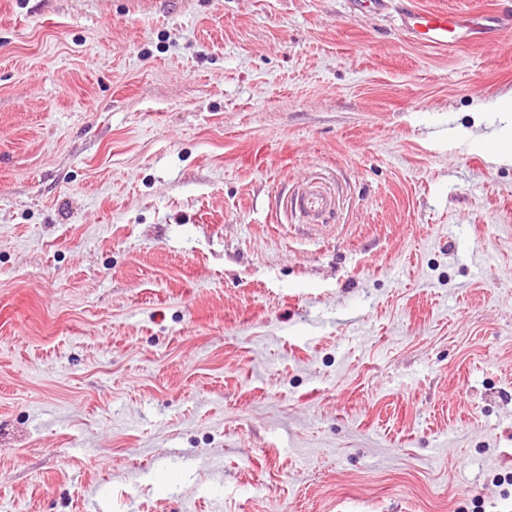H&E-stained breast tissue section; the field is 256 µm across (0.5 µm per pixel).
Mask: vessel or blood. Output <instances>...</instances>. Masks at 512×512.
I'll list each match as a JSON object with an SVG mask.
<instances>
[{
  "label": "vessel or blood",
  "mask_w": 512,
  "mask_h": 512,
  "mask_svg": "<svg viewBox=\"0 0 512 512\" xmlns=\"http://www.w3.org/2000/svg\"><path fill=\"white\" fill-rule=\"evenodd\" d=\"M492 20V15L483 12L454 16L443 10L411 8L399 14L401 29L435 50H448L479 39Z\"/></svg>",
  "instance_id": "b4317fda"
}]
</instances>
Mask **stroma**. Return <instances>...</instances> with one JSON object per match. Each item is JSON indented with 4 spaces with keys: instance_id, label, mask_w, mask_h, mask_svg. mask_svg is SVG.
<instances>
[{
    "instance_id": "1",
    "label": "stroma",
    "mask_w": 512,
    "mask_h": 512,
    "mask_svg": "<svg viewBox=\"0 0 512 512\" xmlns=\"http://www.w3.org/2000/svg\"><path fill=\"white\" fill-rule=\"evenodd\" d=\"M411 4L512 15L0 0V512H512V29ZM493 19L494 16L483 12L454 16L443 10L411 8L400 12L399 25L408 36L427 47L447 51L480 39Z\"/></svg>"
}]
</instances>
